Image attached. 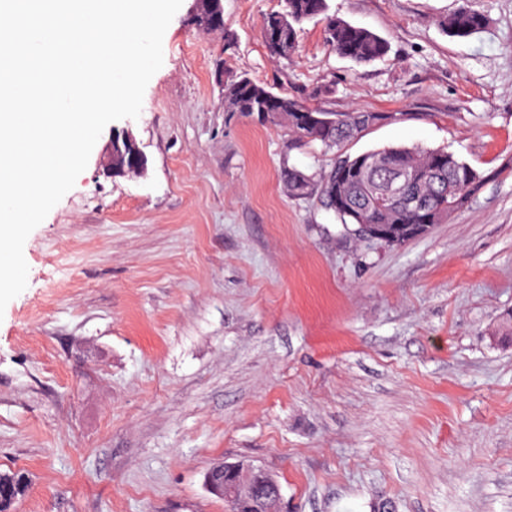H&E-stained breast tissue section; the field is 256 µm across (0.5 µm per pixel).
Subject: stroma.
Wrapping results in <instances>:
<instances>
[{"label":"stroma","mask_w":512,"mask_h":512,"mask_svg":"<svg viewBox=\"0 0 512 512\" xmlns=\"http://www.w3.org/2000/svg\"><path fill=\"white\" fill-rule=\"evenodd\" d=\"M203 34L183 0L138 118L108 124L74 187L28 236L26 289L0 314V472L12 512H226L218 463L263 467L282 512H512V0L448 37L459 0H328L386 38L336 55L322 24L271 57L280 0H223ZM327 112L378 122L358 155L448 148L483 175L402 246L345 231L291 166L335 150L224 109V67ZM131 132L140 175L104 149ZM461 5L439 21V26L450 37L465 39L481 32L488 25L487 17L473 9L469 0L460 1Z\"/></svg>","instance_id":"obj_1"}]
</instances>
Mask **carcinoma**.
<instances>
[{
  "mask_svg": "<svg viewBox=\"0 0 512 512\" xmlns=\"http://www.w3.org/2000/svg\"><path fill=\"white\" fill-rule=\"evenodd\" d=\"M327 0H282V9L266 15L261 35L273 56L283 57L282 48L293 49L302 25L324 23L325 41L340 57L362 65L388 57L390 43L380 35L328 14ZM487 17L473 9L469 0L439 20L449 36L465 39L481 32ZM224 111L244 116L266 113L272 122L284 123L288 135L298 143L336 147L374 124L375 116L360 111L320 112L287 95L274 94L246 75L224 80ZM404 172L409 182L398 196L386 193L394 172ZM283 178L293 195L315 194L323 207L348 224H439L462 207L483 180L481 174L454 153L440 148L390 147L357 156L339 154L332 169L315 180L288 167ZM336 191L353 213L335 207Z\"/></svg>",
  "mask_w": 512,
  "mask_h": 512,
  "instance_id": "cac0c4a2",
  "label": "carcinoma"
}]
</instances>
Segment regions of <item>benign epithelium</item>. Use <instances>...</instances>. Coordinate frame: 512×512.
<instances>
[{"label": "benign epithelium", "instance_id": "1", "mask_svg": "<svg viewBox=\"0 0 512 512\" xmlns=\"http://www.w3.org/2000/svg\"><path fill=\"white\" fill-rule=\"evenodd\" d=\"M144 157L129 132L112 138L107 150L106 167L115 177L141 169ZM360 237L367 241L400 245L408 240L397 224H362ZM209 490L228 502L234 512H278L282 499L281 486L266 470L224 464L217 467V477L207 481Z\"/></svg>", "mask_w": 512, "mask_h": 512}]
</instances>
